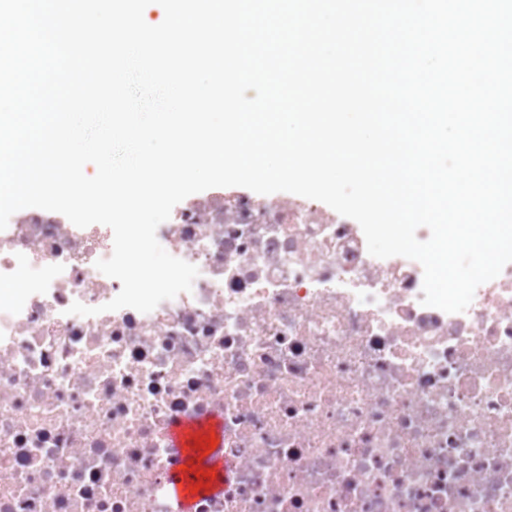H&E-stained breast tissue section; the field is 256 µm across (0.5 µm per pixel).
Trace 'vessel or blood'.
Here are the masks:
<instances>
[{
	"instance_id": "vessel-or-blood-1",
	"label": "vessel or blood",
	"mask_w": 512,
	"mask_h": 512,
	"mask_svg": "<svg viewBox=\"0 0 512 512\" xmlns=\"http://www.w3.org/2000/svg\"><path fill=\"white\" fill-rule=\"evenodd\" d=\"M168 437L184 455L185 469L171 481L174 512H193L197 493L218 495L223 491L222 474L227 465L221 442V417L188 418L171 424Z\"/></svg>"
}]
</instances>
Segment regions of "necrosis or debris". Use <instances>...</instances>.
<instances>
[{"label": "necrosis or debris", "instance_id": "necrosis-or-debris-1", "mask_svg": "<svg viewBox=\"0 0 512 512\" xmlns=\"http://www.w3.org/2000/svg\"><path fill=\"white\" fill-rule=\"evenodd\" d=\"M157 238L192 290L106 312L108 226L0 231V284L26 282L0 304V512H173L167 427L212 415L230 467L195 512H512V263L448 314L313 201L218 187Z\"/></svg>", "mask_w": 512, "mask_h": 512}]
</instances>
